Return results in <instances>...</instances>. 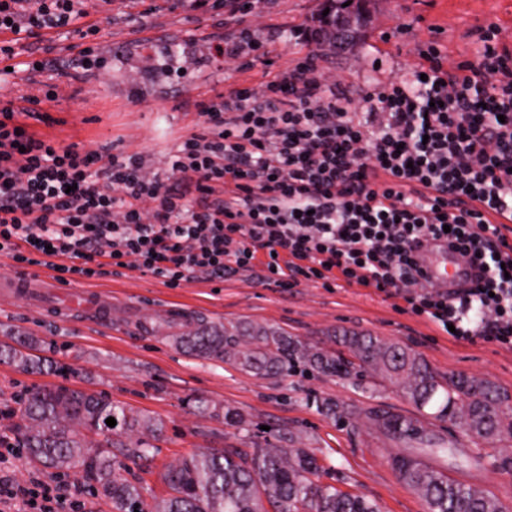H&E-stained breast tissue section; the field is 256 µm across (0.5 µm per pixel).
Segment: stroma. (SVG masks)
I'll list each match as a JSON object with an SVG mask.
<instances>
[{"instance_id":"obj_1","label":"stroma","mask_w":512,"mask_h":512,"mask_svg":"<svg viewBox=\"0 0 512 512\" xmlns=\"http://www.w3.org/2000/svg\"><path fill=\"white\" fill-rule=\"evenodd\" d=\"M327 0H259L254 39L267 45L264 57L245 53L240 70L224 71L212 57L199 56L197 45L215 33L239 39L241 25L197 12L169 10L165 0H112V20L97 37L79 38L67 30L37 36L21 49L20 63L41 60L42 82L58 85L57 101L40 104L41 119L32 128L65 144L139 153L154 172L184 138L199 130L196 100L224 90L226 84L261 88L277 73L317 55L323 70L335 73L352 97L403 77L418 61V50L433 42L448 61L473 59L481 28L495 25L500 43L512 47V0H364L363 24L342 49L300 32L318 29ZM164 30L167 41L141 40L146 30ZM112 50L103 55L102 43ZM96 48L89 68L99 87L75 78L85 47ZM184 67L170 75L167 61ZM261 265L218 278L191 275L180 287L138 270L106 276L76 286L56 284L0 306V343L24 337L36 342V355L59 362L56 371L27 373L0 362V408L16 406L27 390L65 385L125 403L165 425L153 462L124 461L121 473L143 485L145 497H163L158 474L165 465L205 448L251 450L290 430L300 447L316 455L319 480L375 500L382 512H425L421 498L390 465L402 447L361 420L328 416L318 409L332 399L359 408H392L404 414L414 406L397 388L370 376L340 379L299 366L288 374L257 375L232 363L189 356L170 335L191 318L231 326L248 322L284 331L303 342L334 349L344 331L366 332L408 345L441 376L484 378L512 395V347L455 342L422 317L395 309L371 288H325L309 283L283 290L266 284ZM100 296L109 316L74 314L60 318L57 307L71 291ZM237 412L243 428L228 426L223 416L201 415L195 398ZM423 422L459 449L429 456L431 465L455 482L474 485L512 512V439L473 443L447 421L424 416ZM18 416L0 419V481L27 486L32 481L66 482V475L28 463Z\"/></svg>"}]
</instances>
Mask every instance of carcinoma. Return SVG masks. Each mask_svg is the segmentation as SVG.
<instances>
[{
    "label": "carcinoma",
    "instance_id": "cac0c4a2",
    "mask_svg": "<svg viewBox=\"0 0 512 512\" xmlns=\"http://www.w3.org/2000/svg\"><path fill=\"white\" fill-rule=\"evenodd\" d=\"M172 340L193 357L229 361L257 373L285 374L297 362L336 377L349 376L358 368L367 370L397 386L417 410L434 408L436 417L459 425L476 441L512 438L509 397L491 381L460 374L443 379L412 348L377 336L337 337L348 358L251 324L229 330L219 323L198 321ZM2 357L23 371L53 365L1 343ZM321 411L363 419L407 448L448 451L441 438L412 416L383 408L355 410L332 401L322 402ZM17 414L29 462L75 478L91 477L111 501L113 512H381L371 499L320 483L317 458L307 450L268 440L250 454L228 448L202 451L165 466L160 478L169 496L149 503L143 486L120 473L121 461L153 458L162 423L119 402L65 386L30 389ZM109 417L116 420L115 426L106 424ZM390 464L419 495L426 512H507L498 499L476 486L448 479L418 454H396Z\"/></svg>",
    "mask_w": 512,
    "mask_h": 512
}]
</instances>
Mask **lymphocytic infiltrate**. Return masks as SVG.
I'll use <instances>...</instances> for the list:
<instances>
[{"label": "lymphocytic infiltrate", "mask_w": 512, "mask_h": 512, "mask_svg": "<svg viewBox=\"0 0 512 512\" xmlns=\"http://www.w3.org/2000/svg\"><path fill=\"white\" fill-rule=\"evenodd\" d=\"M96 34L85 0H0V60L29 38ZM445 68L435 44L399 81L351 99L308 57L264 88L196 102L200 130L145 159L30 131L42 96L0 101V257L69 284L136 269L179 287L261 264L279 288L375 289L459 343L512 347V48L493 31ZM445 239L474 287L428 292L416 251ZM79 483L5 488L19 512H79Z\"/></svg>", "instance_id": "obj_1"}]
</instances>
